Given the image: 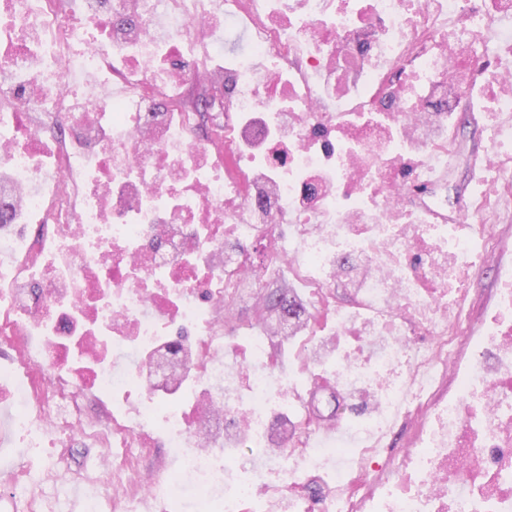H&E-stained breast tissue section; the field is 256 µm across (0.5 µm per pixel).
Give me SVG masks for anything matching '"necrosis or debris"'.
Instances as JSON below:
<instances>
[{
  "mask_svg": "<svg viewBox=\"0 0 512 512\" xmlns=\"http://www.w3.org/2000/svg\"><path fill=\"white\" fill-rule=\"evenodd\" d=\"M272 6L0 0V215L36 225L0 235V430L61 465L76 441L111 449L112 512H175L187 491L198 512H512V322L470 337L456 371L448 274L473 240L433 219L460 76L490 68L476 36L512 0ZM248 8L229 69L187 52L223 47ZM159 47L169 84L232 90L219 136L155 107ZM338 101L393 118L355 124ZM268 263L308 290L298 370L339 413L281 370L274 345L300 326L263 312ZM401 423L414 440L376 448ZM161 441L175 469L144 466ZM233 448L264 465L231 466ZM56 477L0 463L6 512H59L40 489Z\"/></svg>",
  "mask_w": 512,
  "mask_h": 512,
  "instance_id": "4bbe7bcc",
  "label": "necrosis or debris"
}]
</instances>
